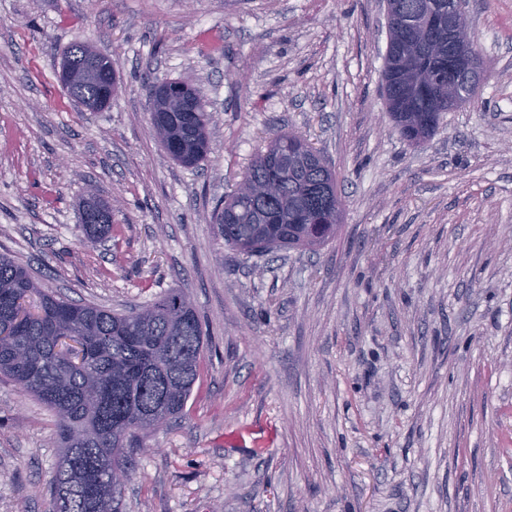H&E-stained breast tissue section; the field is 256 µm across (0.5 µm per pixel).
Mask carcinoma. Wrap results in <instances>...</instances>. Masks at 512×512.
<instances>
[{
  "mask_svg": "<svg viewBox=\"0 0 512 512\" xmlns=\"http://www.w3.org/2000/svg\"><path fill=\"white\" fill-rule=\"evenodd\" d=\"M397 27L385 57L387 112L398 134L420 144L448 111V0H430L432 21L414 19L423 0H394ZM96 71L70 95L91 109L111 102L116 91L111 58L82 42L66 52L61 81ZM197 98L179 82L157 101L151 123L177 162L196 166L209 153L206 112H182ZM336 193L335 175L308 140L288 132L259 153L237 190L216 208L224 244L244 254L281 249L316 251L336 238L341 217L318 236L309 233L312 189ZM107 204L90 194L81 223L87 241L112 236L101 223ZM202 329L188 295L173 290L138 310L114 312L78 304L41 288L30 268L0 255V377L32 395L57 419L60 458L49 481L53 512H123L121 491L110 485L112 465H132L137 438L152 423L180 416L198 378Z\"/></svg>",
  "mask_w": 512,
  "mask_h": 512,
  "instance_id": "carcinoma-1",
  "label": "carcinoma"
}]
</instances>
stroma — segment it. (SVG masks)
I'll list each match as a JSON object with an SVG mask.
<instances>
[{
	"label": "stroma",
	"instance_id": "obj_1",
	"mask_svg": "<svg viewBox=\"0 0 512 512\" xmlns=\"http://www.w3.org/2000/svg\"><path fill=\"white\" fill-rule=\"evenodd\" d=\"M486 73L426 142L393 129L384 0H0V253L74 301L179 288L204 332L182 415L143 438L126 512H512V0H466ZM77 41L117 90L58 78ZM207 103L177 163L147 88ZM302 134L336 241L245 256L213 212L266 138ZM112 204L86 241L79 202ZM54 414L0 380V512H52ZM92 56L98 58L96 71L80 85L77 90L68 83V75L83 72L88 69ZM112 60L104 56L82 42L74 43L66 52L61 71V81L64 83L70 95L91 109H100L107 106L116 91L115 69L110 66Z\"/></svg>",
	"mask_w": 512,
	"mask_h": 512
}]
</instances>
